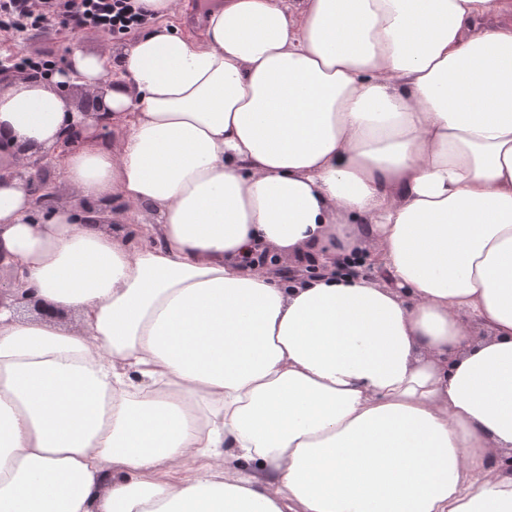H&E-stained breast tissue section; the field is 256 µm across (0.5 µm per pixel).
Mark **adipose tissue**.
Returning a JSON list of instances; mask_svg holds the SVG:
<instances>
[{
  "instance_id": "ef3b65f1",
  "label": "adipose tissue",
  "mask_w": 512,
  "mask_h": 512,
  "mask_svg": "<svg viewBox=\"0 0 512 512\" xmlns=\"http://www.w3.org/2000/svg\"><path fill=\"white\" fill-rule=\"evenodd\" d=\"M43 157L107 221L0 179V512H512V0H221L74 47L0 76V163Z\"/></svg>"
}]
</instances>
